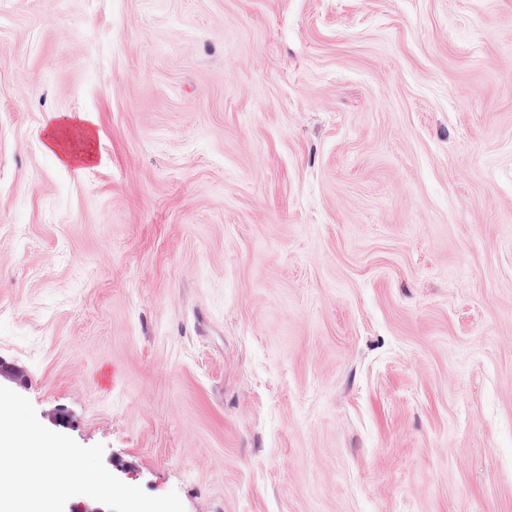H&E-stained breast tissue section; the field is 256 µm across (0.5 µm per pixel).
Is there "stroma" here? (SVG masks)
<instances>
[{
    "label": "stroma",
    "mask_w": 512,
    "mask_h": 512,
    "mask_svg": "<svg viewBox=\"0 0 512 512\" xmlns=\"http://www.w3.org/2000/svg\"><path fill=\"white\" fill-rule=\"evenodd\" d=\"M0 385L185 512H512V0H0ZM56 125H52L46 135L45 148L57 154L58 161L63 166L81 167L93 162L89 153L75 152L67 147Z\"/></svg>",
    "instance_id": "1"
}]
</instances>
